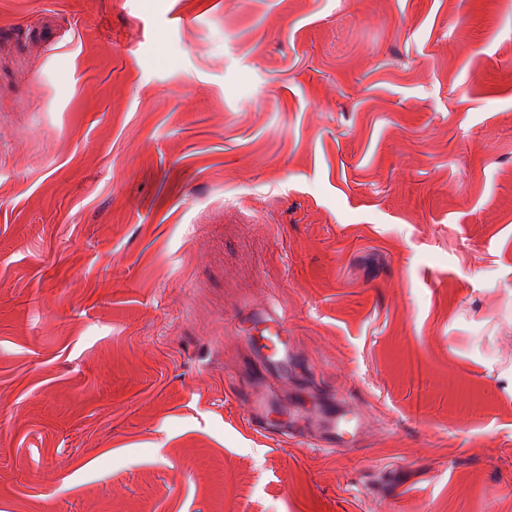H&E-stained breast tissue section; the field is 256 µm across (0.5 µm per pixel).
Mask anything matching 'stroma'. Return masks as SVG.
Segmentation results:
<instances>
[{"instance_id":"35a3bbf8","label":"stroma","mask_w":512,"mask_h":512,"mask_svg":"<svg viewBox=\"0 0 512 512\" xmlns=\"http://www.w3.org/2000/svg\"><path fill=\"white\" fill-rule=\"evenodd\" d=\"M0 512H512V0H0ZM251 318L254 328L261 333V340L266 341L258 346L261 354V366L266 373L283 375L288 372L292 362V354L288 348V336L285 322L269 314L264 308L253 309ZM269 404L267 392H251L246 400V416L254 424V430L262 433L266 431L264 424L265 412ZM317 422L322 436L314 443L321 448H337L345 446L344 435L360 433L362 429V416L353 414L351 408L336 403L331 399L326 405L320 406L316 411Z\"/></svg>"}]
</instances>
